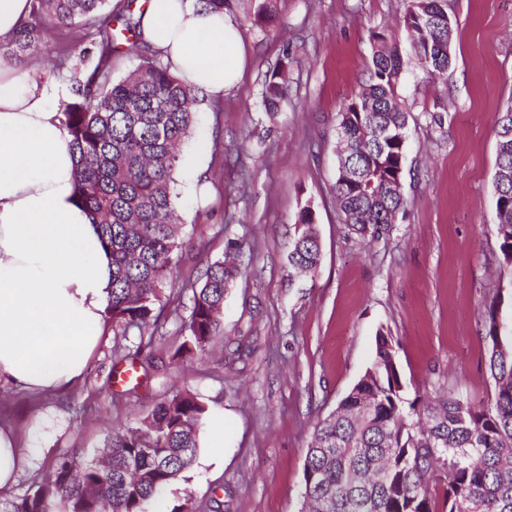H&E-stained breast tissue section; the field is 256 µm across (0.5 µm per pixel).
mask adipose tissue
I'll return each mask as SVG.
<instances>
[{
  "label": "adipose tissue",
  "instance_id": "1",
  "mask_svg": "<svg viewBox=\"0 0 512 512\" xmlns=\"http://www.w3.org/2000/svg\"><path fill=\"white\" fill-rule=\"evenodd\" d=\"M140 35L170 71L216 101L246 61L233 18L201 0H143ZM62 113L35 70L0 61V379L73 386L106 331L112 264L75 186Z\"/></svg>",
  "mask_w": 512,
  "mask_h": 512
}]
</instances>
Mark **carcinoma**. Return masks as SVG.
Wrapping results in <instances>:
<instances>
[{
    "label": "carcinoma",
    "instance_id": "obj_1",
    "mask_svg": "<svg viewBox=\"0 0 512 512\" xmlns=\"http://www.w3.org/2000/svg\"><path fill=\"white\" fill-rule=\"evenodd\" d=\"M134 2L112 9L108 0H32L28 19L0 45V55L25 64L53 26L82 28L78 55L60 53L51 71L73 87L62 112L77 154V193L112 257L106 315L117 336L113 365L142 369L141 385L164 364L154 335L163 318L162 272L183 248L176 171L179 148L192 132L196 94L153 53L112 79V54L122 41L140 37ZM270 2L260 0L252 24L272 22ZM403 21L423 70H448V33L455 29L448 0H407ZM372 41L368 78L338 124L361 175L334 185L341 222L361 237L380 236L392 223L389 214L406 206L399 196L368 191V178L389 179L404 165L410 117L397 92L400 47L380 32ZM288 56L266 75L261 103L269 113L287 94ZM496 136L494 231L503 259L512 262V104L499 115ZM321 257L313 214L305 209L288 265L307 273ZM239 274L231 254L207 264L202 284L191 286L190 313L170 361L207 350L221 329L225 291ZM484 329L494 383L489 401L475 407L437 396L420 408L403 395L393 337L378 330L369 366L313 428L298 512H512V335L499 328L494 299L485 305ZM206 414L194 393L175 389L137 426L113 433L104 459L56 462L35 490L0 512H145L149 502L157 512H194L187 501L169 507L163 493L192 464Z\"/></svg>",
    "mask_w": 512,
    "mask_h": 512
}]
</instances>
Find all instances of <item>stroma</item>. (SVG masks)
I'll use <instances>...</instances> for the list:
<instances>
[{
	"instance_id": "1",
	"label": "stroma",
	"mask_w": 512,
	"mask_h": 512,
	"mask_svg": "<svg viewBox=\"0 0 512 512\" xmlns=\"http://www.w3.org/2000/svg\"><path fill=\"white\" fill-rule=\"evenodd\" d=\"M456 17L454 63L430 79L408 47L402 0H274V19L253 26L255 0H237L246 47L240 83L199 101L176 172L185 246L166 274L174 342L191 287L208 261L243 242L242 274L226 290L222 329L209 355L168 365L131 395L110 383L113 336L94 352L83 381L29 393L0 382V428L22 453L40 449L6 489L13 499L59 458L88 459L112 430L136 426L172 386L188 387L224 418V443L201 439L187 472L166 491L196 512H297L315 423L333 412L368 365L378 329L396 344L407 399L437 394L486 404L493 392L482 312L497 301L512 321V263L494 234L495 121L512 104V0H448ZM384 31L405 61L398 93L410 122L405 212L379 238L341 224L336 125L366 79L371 35ZM289 54L288 100L261 107L266 72ZM438 114L441 126L431 125ZM244 157L248 177L233 161ZM311 210L323 258L312 273L287 255L301 210Z\"/></svg>"
}]
</instances>
